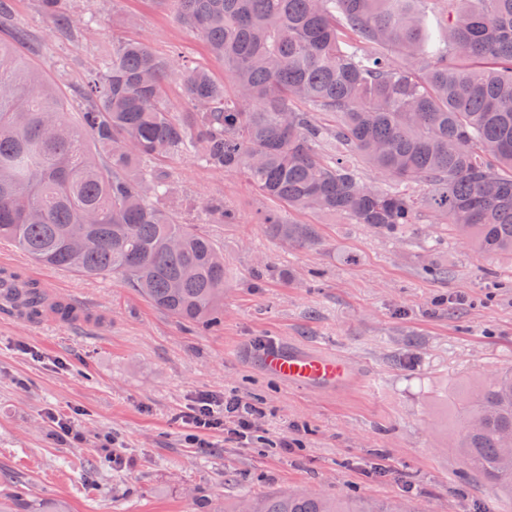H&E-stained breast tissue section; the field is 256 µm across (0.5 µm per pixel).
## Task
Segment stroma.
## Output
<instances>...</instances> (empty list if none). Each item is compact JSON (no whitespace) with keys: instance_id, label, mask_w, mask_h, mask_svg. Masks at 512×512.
Segmentation results:
<instances>
[{"instance_id":"35a3bbf8","label":"stroma","mask_w":512,"mask_h":512,"mask_svg":"<svg viewBox=\"0 0 512 512\" xmlns=\"http://www.w3.org/2000/svg\"><path fill=\"white\" fill-rule=\"evenodd\" d=\"M72 8L96 18L77 43L57 39L38 0H15L31 38L19 53L66 93L71 124L83 110L74 90L111 46L114 14L136 18L126 37L224 73L156 0H73ZM166 169L186 218L224 250L219 323L179 322L121 275L83 277L0 244V270L41 278L92 315L34 328L0 314V493L37 500L46 512H222L225 502L274 489L407 495L422 512H512L453 446L458 391L512 367L511 258L475 256L425 210L394 234L286 212L283 220L316 225L322 240L292 247L258 224L279 205L244 172L191 154ZM214 199L232 223H206L200 208ZM432 264L445 277H430ZM275 347L336 354L353 375L339 389L290 385L259 365ZM201 393L243 397L270 439L286 436L297 448L246 447L220 428L197 447L182 416ZM53 412L75 436L54 428ZM116 455L123 466L113 465Z\"/></svg>"}]
</instances>
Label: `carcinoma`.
<instances>
[{
    "instance_id": "1",
    "label": "carcinoma",
    "mask_w": 512,
    "mask_h": 512,
    "mask_svg": "<svg viewBox=\"0 0 512 512\" xmlns=\"http://www.w3.org/2000/svg\"><path fill=\"white\" fill-rule=\"evenodd\" d=\"M157 3L203 38L237 94L206 67L114 40L86 78L72 128L54 88L16 54L26 32L14 0H0V242L45 266L120 274L154 307L211 324L224 305V252L169 205L173 183L158 166L193 153L244 171L290 210L395 233L424 208L477 255L512 258V0H448L434 26L427 0ZM39 8L59 39L84 37L89 22L69 0ZM173 82L186 105L178 115ZM357 158L383 183H364ZM204 208L232 220L222 201ZM257 223L290 246L321 244L311 225L274 212ZM460 414L463 462L512 500V369L463 400ZM224 512L420 509L408 498L278 490Z\"/></svg>"
}]
</instances>
